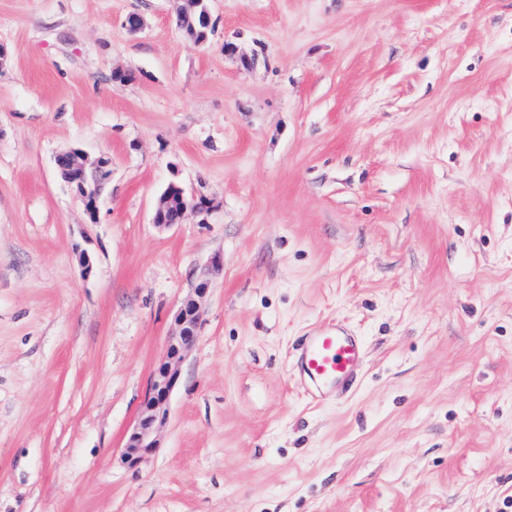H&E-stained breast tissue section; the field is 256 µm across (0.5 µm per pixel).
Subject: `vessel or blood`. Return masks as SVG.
I'll return each mask as SVG.
<instances>
[{
  "label": "vessel or blood",
  "instance_id": "1",
  "mask_svg": "<svg viewBox=\"0 0 512 512\" xmlns=\"http://www.w3.org/2000/svg\"><path fill=\"white\" fill-rule=\"evenodd\" d=\"M360 359L359 338L338 323L330 322L305 338L296 368L308 397L316 401L333 390L350 386Z\"/></svg>",
  "mask_w": 512,
  "mask_h": 512
}]
</instances>
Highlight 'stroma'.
Listing matches in <instances>:
<instances>
[{"mask_svg": "<svg viewBox=\"0 0 512 512\" xmlns=\"http://www.w3.org/2000/svg\"><path fill=\"white\" fill-rule=\"evenodd\" d=\"M209 6L198 43L176 0H0V512H512V0ZM72 148L112 161L96 213ZM172 181L210 210L162 230ZM331 320L363 362L316 404ZM222 267L223 257L214 255L173 316L175 328L167 336L163 354L147 386L139 418L126 439L123 457L132 468L147 462L160 448V430L168 418L170 397L180 382L182 363L198 339L202 301ZM361 359L357 336L335 322L307 336L299 348L296 368L303 388L314 402L331 391L350 386Z\"/></svg>", "mask_w": 512, "mask_h": 512, "instance_id": "35a3bbf8", "label": "stroma"}]
</instances>
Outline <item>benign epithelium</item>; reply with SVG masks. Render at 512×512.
Returning <instances> with one entry per match:
<instances>
[{
    "mask_svg": "<svg viewBox=\"0 0 512 512\" xmlns=\"http://www.w3.org/2000/svg\"><path fill=\"white\" fill-rule=\"evenodd\" d=\"M60 156L67 158L71 169L80 173L92 169L98 174L111 165L109 158L101 155L91 160L81 150L64 151ZM74 189L92 210H97L101 196L100 183L89 188L78 182ZM222 267L223 257L214 255L206 271L197 279L192 292L182 300L173 316L175 328L167 336L163 354L154 366L147 386L139 418L126 439L123 457L132 468L147 462L160 447V430L168 418L170 397L180 382L182 363L198 339L202 301L211 288L213 277Z\"/></svg>",
    "mask_w": 512,
    "mask_h": 512,
    "instance_id": "1",
    "label": "benign epithelium"
}]
</instances>
